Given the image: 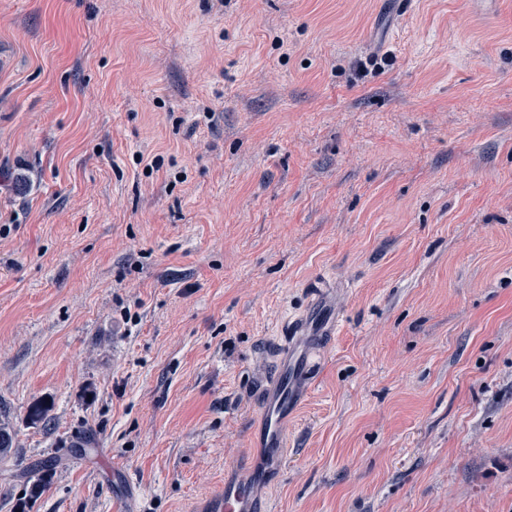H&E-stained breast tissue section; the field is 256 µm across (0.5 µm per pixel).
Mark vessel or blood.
Listing matches in <instances>:
<instances>
[{"instance_id":"b4317fda","label":"vessel or blood","mask_w":512,"mask_h":512,"mask_svg":"<svg viewBox=\"0 0 512 512\" xmlns=\"http://www.w3.org/2000/svg\"><path fill=\"white\" fill-rule=\"evenodd\" d=\"M320 353L316 340L297 351L284 348L270 389L262 400L257 439L267 457L276 463H284L287 455L284 422L294 408V389L298 383L311 379ZM258 477V472L251 471L237 481L225 483L213 497L212 512H270L268 505L253 504V484Z\"/></svg>"}]
</instances>
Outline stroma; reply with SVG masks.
<instances>
[{
    "mask_svg": "<svg viewBox=\"0 0 512 512\" xmlns=\"http://www.w3.org/2000/svg\"><path fill=\"white\" fill-rule=\"evenodd\" d=\"M0 225V512H202L266 468L320 280L255 499L512 512V0H0ZM321 343L315 340L303 349L292 352L285 345L271 380L268 393L262 400V416L257 428L260 448L276 463L284 464L287 441L284 422L293 412V392L298 383L309 381L317 366L322 351Z\"/></svg>",
    "mask_w": 512,
    "mask_h": 512,
    "instance_id": "1",
    "label": "stroma"
}]
</instances>
